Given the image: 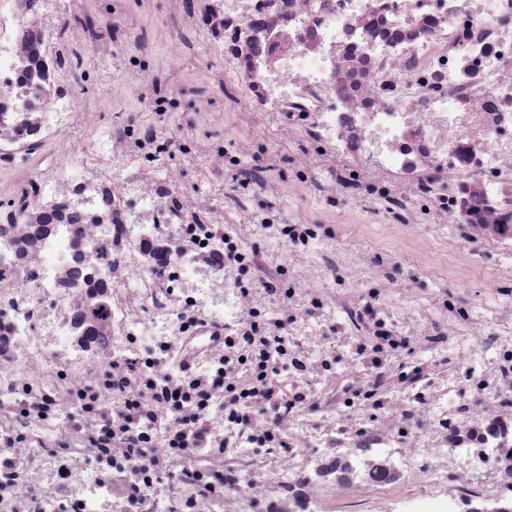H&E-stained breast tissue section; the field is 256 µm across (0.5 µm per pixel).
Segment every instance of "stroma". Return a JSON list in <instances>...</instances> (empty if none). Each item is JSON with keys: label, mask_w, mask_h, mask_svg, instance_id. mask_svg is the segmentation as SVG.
I'll return each mask as SVG.
<instances>
[{"label": "stroma", "mask_w": 512, "mask_h": 512, "mask_svg": "<svg viewBox=\"0 0 512 512\" xmlns=\"http://www.w3.org/2000/svg\"><path fill=\"white\" fill-rule=\"evenodd\" d=\"M173 9L172 0H152L150 13H141L138 6L130 8V24L124 42L117 47H105L100 52L103 60L99 68L100 79L116 81L127 79L141 68L162 65L168 52L166 39L158 38L153 42L150 54H141L140 40L144 33L152 32L162 26ZM208 54L205 44H198L194 54L186 56L180 67L167 71L163 75V87L175 88L170 98V120L166 130L168 136L183 138L197 144L194 158L172 157L170 163L180 173L184 186H193L197 179L199 165L206 162L203 151L205 144L223 141L225 152L239 155L240 161L252 166H273V175L281 185H289L293 177L295 158L306 152L307 146L297 140L282 138L274 128L259 127L251 151L240 155L238 146L229 127L208 126L197 123L196 114L204 107L217 112H226L233 108L238 89L232 75H225L223 83H191L184 77L185 70L206 63Z\"/></svg>", "instance_id": "stroma-1"}]
</instances>
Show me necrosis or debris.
<instances>
[{
	"mask_svg": "<svg viewBox=\"0 0 512 512\" xmlns=\"http://www.w3.org/2000/svg\"><path fill=\"white\" fill-rule=\"evenodd\" d=\"M175 2L168 67L202 34L241 152L254 123L304 140L292 188L327 205L244 216L262 167L220 205L183 186L160 69L102 120L50 39L121 44L124 0H0V512H380L425 480L512 512V0ZM341 206L396 218L373 277L326 232ZM435 241L494 285L416 288Z\"/></svg>",
	"mask_w": 512,
	"mask_h": 512,
	"instance_id": "necrosis-or-debris-1",
	"label": "necrosis or debris"
}]
</instances>
